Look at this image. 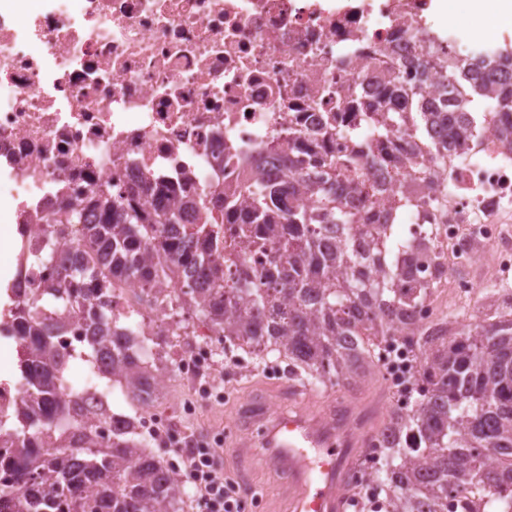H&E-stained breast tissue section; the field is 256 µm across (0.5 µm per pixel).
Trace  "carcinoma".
Listing matches in <instances>:
<instances>
[{
    "instance_id": "carcinoma-1",
    "label": "carcinoma",
    "mask_w": 512,
    "mask_h": 512,
    "mask_svg": "<svg viewBox=\"0 0 512 512\" xmlns=\"http://www.w3.org/2000/svg\"><path fill=\"white\" fill-rule=\"evenodd\" d=\"M485 56L504 62H476L465 68L451 60L440 75L445 87L460 85L466 109L455 99L441 105L448 138L475 140L487 116L512 124V46L484 48ZM385 120L403 127L406 160L403 177L412 176L415 139L425 140L426 111L417 102L398 111V88L386 87ZM288 169L302 172L281 183L248 181L238 196L251 201L231 234L225 254L224 284L200 260L191 241L161 246L154 260L137 234L119 236L112 222V199H96L100 223L90 247L107 257L110 272L138 279L156 292L169 316L190 312L209 321L224 338L264 339L277 347L291 377L329 380L355 390L377 374L364 336H384L427 297L429 285L417 284L413 269L419 247L392 237L398 215L374 212L376 189L353 182L355 169L336 170V158L283 157ZM126 223L165 226L179 223L174 207L150 210L127 205ZM188 273L179 294H161L171 266ZM56 273L68 291L48 294L55 303L83 308L89 332L86 348L105 350L112 385L150 395L160 346L137 322L112 317L109 289L82 271L60 262ZM44 296L35 294L16 313L18 338L32 347L30 363L20 369L21 404L13 425L0 427L10 477L0 481V512H181L182 492L162 476L160 461L145 451L135 429L110 438L88 435L84 412L104 415L102 401L81 404L64 398L69 364L57 337L39 318ZM488 313L468 324L441 322L412 334L421 360L424 385L417 408L393 410L383 420L387 446L383 483L388 512H472L474 497L484 512H512V302L487 304ZM74 429L77 438L53 448H37L30 438L48 428Z\"/></svg>"
}]
</instances>
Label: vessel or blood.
I'll return each instance as SVG.
<instances>
[{
	"mask_svg": "<svg viewBox=\"0 0 512 512\" xmlns=\"http://www.w3.org/2000/svg\"><path fill=\"white\" fill-rule=\"evenodd\" d=\"M288 394L291 411L272 416L262 403L252 411L253 421L266 424L262 452L235 437L234 453L243 470L261 466L287 476L289 512H342L348 470L370 440L340 426L335 405L311 387L294 384Z\"/></svg>",
	"mask_w": 512,
	"mask_h": 512,
	"instance_id": "b4317fda",
	"label": "vessel or blood"
}]
</instances>
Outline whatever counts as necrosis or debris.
<instances>
[{
  "mask_svg": "<svg viewBox=\"0 0 512 512\" xmlns=\"http://www.w3.org/2000/svg\"><path fill=\"white\" fill-rule=\"evenodd\" d=\"M432 2L0 0V216L14 229L11 308L50 279L41 259L50 246L103 280L86 247L84 227L98 221L90 198L182 206L174 231L185 235L198 224L188 201L231 223L225 200L238 184L287 179L282 158L299 135L315 137L340 166L362 153L395 157L396 128L372 133L378 83L397 79L430 106L440 60L469 58L477 46L468 28L436 26ZM415 54L428 60L426 71L410 70ZM352 129L361 139L349 137ZM427 133L447 152V169L429 163L402 183L388 163L359 173L378 186L379 212L397 194L410 197V234L430 248L420 278L452 283L468 306L474 264L493 265L496 285L512 278V222L502 216L512 206V153L490 131L463 148L440 125ZM76 204L81 223H65V208ZM111 300L114 317L135 316L168 339L171 363L137 406L139 430L173 448L167 477L188 490L177 450L200 405L222 397L213 356L224 338L190 318L174 323L135 279L113 281ZM377 357L398 407H414L413 353L389 336ZM385 454L375 439L350 476L360 492L348 496L346 512L367 499L385 512L376 495Z\"/></svg>",
  "mask_w": 512,
  "mask_h": 512,
  "instance_id": "1",
  "label": "necrosis or debris"
}]
</instances>
